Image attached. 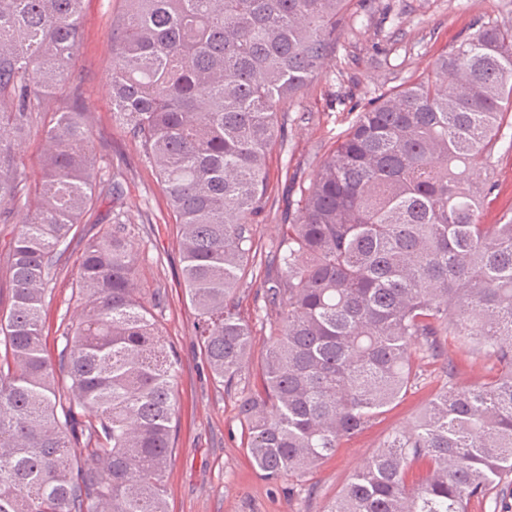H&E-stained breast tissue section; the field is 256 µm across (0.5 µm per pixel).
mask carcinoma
Masks as SVG:
<instances>
[{
  "instance_id": "1",
  "label": "carcinoma",
  "mask_w": 512,
  "mask_h": 512,
  "mask_svg": "<svg viewBox=\"0 0 512 512\" xmlns=\"http://www.w3.org/2000/svg\"><path fill=\"white\" fill-rule=\"evenodd\" d=\"M112 119L155 168L180 226L181 279L213 381L236 391L261 476L296 482L419 380L450 336L492 364L447 383L324 512H512V218L478 223L512 112V27L485 24L360 113L303 192L267 288L282 310L260 386L234 298L267 205L279 113L332 62L349 0H126ZM83 0H0V218L35 196L0 273V512H168L177 361L136 276L131 226L87 240L82 317L43 348L61 252L95 204L99 160L73 78ZM68 88L65 106L48 104ZM43 140L33 185L16 146ZM424 459L416 487L405 471Z\"/></svg>"
}]
</instances>
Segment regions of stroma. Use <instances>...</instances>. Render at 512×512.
<instances>
[{
  "instance_id": "stroma-1",
  "label": "stroma",
  "mask_w": 512,
  "mask_h": 512,
  "mask_svg": "<svg viewBox=\"0 0 512 512\" xmlns=\"http://www.w3.org/2000/svg\"><path fill=\"white\" fill-rule=\"evenodd\" d=\"M125 9V0L82 4L83 40L73 70L91 114L99 201L57 263L52 297L42 313L45 349L56 354L63 317L81 310L72 279L84 242L111 224L114 213L124 212L139 254V283L147 300L158 304L166 345L178 357L176 453L166 473L169 512H323L356 469L392 433L412 424L445 383L483 380L490 364L443 341L442 358L421 361L419 385L362 432L342 439L304 482L263 478L245 452L234 397L212 381L201 352L196 314L180 283L178 227L166 193L132 135L112 122V101L104 88L112 24ZM346 16L336 34L333 67L288 102L279 116L280 136L267 156L268 203L253 226L258 265L236 299L252 327L257 355L277 322L276 309L263 300L274 255L320 163L381 93L428 73L440 53L479 26L512 24V0H350ZM484 175L491 190L479 221L496 224L503 214H512L511 127Z\"/></svg>"
}]
</instances>
